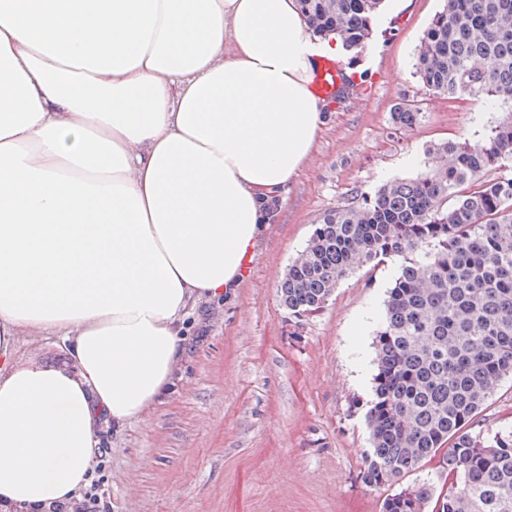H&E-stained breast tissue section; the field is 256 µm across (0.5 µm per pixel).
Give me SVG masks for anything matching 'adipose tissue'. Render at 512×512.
I'll use <instances>...</instances> for the list:
<instances>
[{
  "label": "adipose tissue",
  "instance_id": "obj_1",
  "mask_svg": "<svg viewBox=\"0 0 512 512\" xmlns=\"http://www.w3.org/2000/svg\"><path fill=\"white\" fill-rule=\"evenodd\" d=\"M296 0H0V512L87 486L239 287L323 108ZM57 332L69 364H9Z\"/></svg>",
  "mask_w": 512,
  "mask_h": 512
}]
</instances>
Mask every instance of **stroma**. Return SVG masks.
<instances>
[{
  "label": "stroma",
  "mask_w": 512,
  "mask_h": 512,
  "mask_svg": "<svg viewBox=\"0 0 512 512\" xmlns=\"http://www.w3.org/2000/svg\"><path fill=\"white\" fill-rule=\"evenodd\" d=\"M442 0H386L358 65L360 86L326 112L239 288L191 303L186 349L171 393L144 418L107 430L80 498L97 512H381L391 487L361 473L369 447L373 333L395 264L359 271L327 305L288 315L278 285L327 211L351 192L432 166L429 145L478 140L502 116L480 99L451 101L413 73L414 53ZM417 100L421 120L390 114ZM11 360L65 364L62 337L19 336ZM512 425V380L501 383L473 430ZM415 100H404L396 104L391 112V119L394 127L398 129L411 128L419 121L421 112H418V106Z\"/></svg>",
  "instance_id": "stroma-1"
}]
</instances>
